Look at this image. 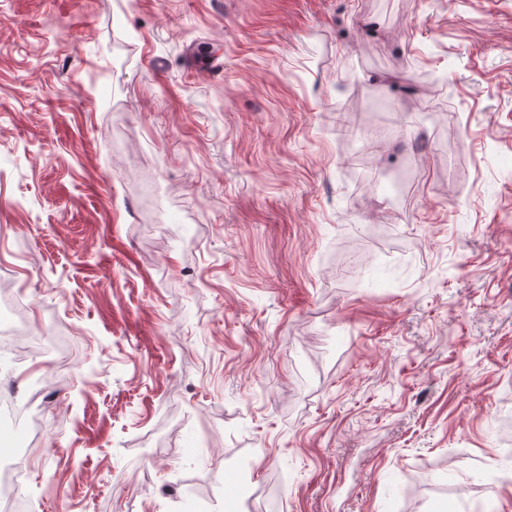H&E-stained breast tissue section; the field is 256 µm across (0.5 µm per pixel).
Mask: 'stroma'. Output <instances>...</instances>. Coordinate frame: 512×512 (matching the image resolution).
<instances>
[{"instance_id":"obj_1","label":"stroma","mask_w":512,"mask_h":512,"mask_svg":"<svg viewBox=\"0 0 512 512\" xmlns=\"http://www.w3.org/2000/svg\"><path fill=\"white\" fill-rule=\"evenodd\" d=\"M0 265L23 512H512V0H0Z\"/></svg>"}]
</instances>
